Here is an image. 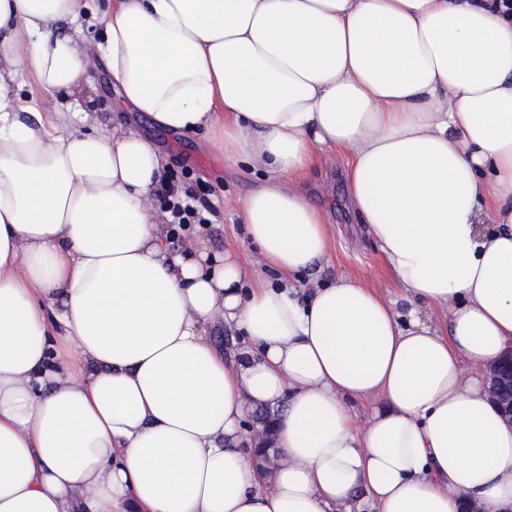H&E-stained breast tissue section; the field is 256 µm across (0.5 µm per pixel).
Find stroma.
Returning a JSON list of instances; mask_svg holds the SVG:
<instances>
[{
    "mask_svg": "<svg viewBox=\"0 0 512 512\" xmlns=\"http://www.w3.org/2000/svg\"><path fill=\"white\" fill-rule=\"evenodd\" d=\"M79 100L83 107L96 112L101 128H110L117 122L156 142L168 157L167 178L209 206L208 221L200 231L206 248L214 253L234 251L243 259H253L236 204L257 184L256 172L225 162L224 151L214 144L210 132L173 133L156 128L146 113L126 110L102 70L88 73ZM346 165L344 151L321 149L306 180L313 203L327 212L330 220L328 255L314 276L323 284L335 282L341 275L353 276L377 287L383 295L402 298L378 245L366 234L349 205L342 177Z\"/></svg>",
    "mask_w": 512,
    "mask_h": 512,
    "instance_id": "35a3bbf8",
    "label": "stroma"
}]
</instances>
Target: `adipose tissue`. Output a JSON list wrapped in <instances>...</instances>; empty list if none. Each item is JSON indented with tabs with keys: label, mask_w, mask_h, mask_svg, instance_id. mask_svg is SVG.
Here are the masks:
<instances>
[{
	"label": "adipose tissue",
	"mask_w": 512,
	"mask_h": 512,
	"mask_svg": "<svg viewBox=\"0 0 512 512\" xmlns=\"http://www.w3.org/2000/svg\"><path fill=\"white\" fill-rule=\"evenodd\" d=\"M20 64L54 97L33 124ZM99 66L260 172L238 206L258 264L172 248L166 155L55 100ZM323 147L410 308L299 284L329 248L299 179ZM511 346L503 0H0V512H506L512 426L481 370ZM264 405L268 473L243 448ZM210 335L216 346L224 350L226 359L243 345L241 336L227 326L215 328Z\"/></svg>",
	"instance_id": "1"
}]
</instances>
